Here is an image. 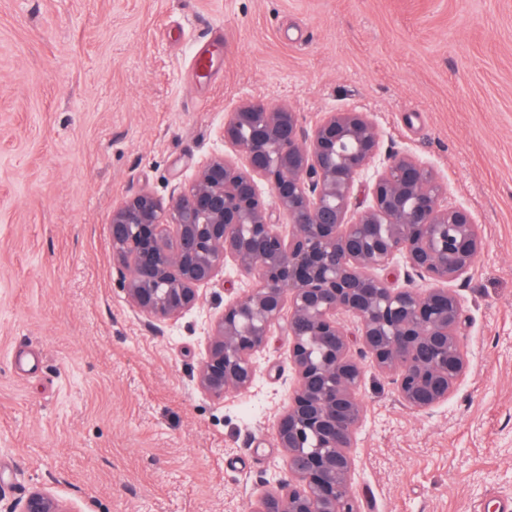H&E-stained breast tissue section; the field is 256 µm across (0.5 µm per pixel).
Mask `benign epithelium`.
I'll use <instances>...</instances> for the list:
<instances>
[{"instance_id":"7a95c632","label":"benign epithelium","mask_w":512,"mask_h":512,"mask_svg":"<svg viewBox=\"0 0 512 512\" xmlns=\"http://www.w3.org/2000/svg\"><path fill=\"white\" fill-rule=\"evenodd\" d=\"M222 137L243 165L210 158L168 201L141 192L112 210L118 284L152 325L191 311L229 260L254 276L215 320L198 371L213 398L248 391L256 355L289 310L291 395L275 436L291 479L253 512H359L349 448L363 415V368L387 373L413 409L448 400L467 367L461 347L451 346L462 305L449 284L469 275L482 251L478 224L468 209L442 203L430 167L398 154L375 172L372 204L348 221L356 178L380 149L366 112L329 113L307 134L291 108L257 100L227 115ZM258 177L288 215V234L274 229ZM399 253L434 287L420 294L377 274ZM9 512L69 510L36 489Z\"/></svg>"}]
</instances>
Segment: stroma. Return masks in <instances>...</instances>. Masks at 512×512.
<instances>
[{
  "mask_svg": "<svg viewBox=\"0 0 512 512\" xmlns=\"http://www.w3.org/2000/svg\"><path fill=\"white\" fill-rule=\"evenodd\" d=\"M206 47L207 72L193 67ZM247 99L311 131L376 121L484 246L453 283L466 375L407 407L366 366L351 456L360 512H498L512 499V0H0V512L45 489L69 512H251L287 478L274 437L293 375L272 326L247 392L197 384L209 330L252 285L227 263L149 326L112 268L114 207L168 199Z\"/></svg>",
  "mask_w": 512,
  "mask_h": 512,
  "instance_id": "1",
  "label": "stroma"
}]
</instances>
